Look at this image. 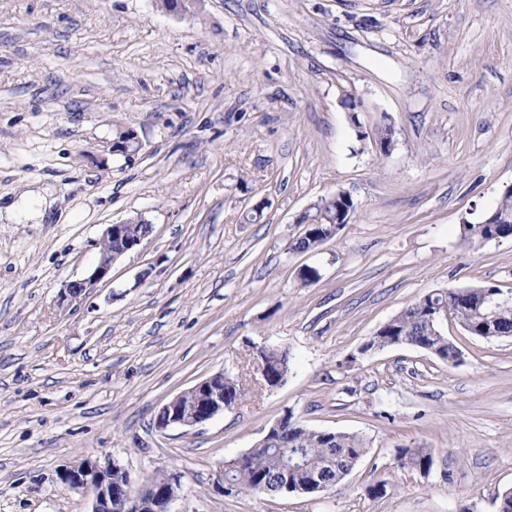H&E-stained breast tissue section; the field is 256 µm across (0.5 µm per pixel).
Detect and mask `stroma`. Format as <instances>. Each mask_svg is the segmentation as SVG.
<instances>
[{
    "label": "stroma",
    "instance_id": "1",
    "mask_svg": "<svg viewBox=\"0 0 512 512\" xmlns=\"http://www.w3.org/2000/svg\"><path fill=\"white\" fill-rule=\"evenodd\" d=\"M120 130L137 152L113 151ZM38 189L52 219L0 218V512H91L59 480L87 457L135 489L176 473L172 512H495L512 488V335L449 323L455 366L359 352L426 294L512 291V238L466 230L512 189V0H0V204ZM339 191L350 223L293 251L297 217ZM136 216L152 234L58 306ZM262 348L290 357L272 391ZM220 371L241 404L156 431ZM288 411L365 457L320 494L215 493ZM400 447L435 449L431 472L394 466Z\"/></svg>",
    "mask_w": 512,
    "mask_h": 512
}]
</instances>
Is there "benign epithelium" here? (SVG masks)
Returning a JSON list of instances; mask_svg holds the SVG:
<instances>
[{"label": "benign epithelium", "mask_w": 512, "mask_h": 512, "mask_svg": "<svg viewBox=\"0 0 512 512\" xmlns=\"http://www.w3.org/2000/svg\"><path fill=\"white\" fill-rule=\"evenodd\" d=\"M145 236L129 235L127 224H109L103 231L98 242L100 259L97 265L84 277L67 282L59 293V303H70L86 292L97 287L98 284L110 279L112 266L123 255L139 247ZM214 377H209L192 387L197 393V403L193 411L182 412L178 406L182 395H177L166 403L162 409L164 419L157 425L161 433L173 428L193 427L205 423L214 416L224 412V390L213 384ZM126 472V469L117 461L112 460L101 464L95 458H86L81 465H70L59 472L60 482L67 488L89 494L92 501L91 512H144L155 503H161V512H171L170 505L179 497L181 488L177 475L163 474V478L150 485L133 491L131 482L116 485L109 480L114 472ZM324 490L323 482L312 479L306 486L285 480L281 492L301 494L304 489Z\"/></svg>", "instance_id": "obj_1"}]
</instances>
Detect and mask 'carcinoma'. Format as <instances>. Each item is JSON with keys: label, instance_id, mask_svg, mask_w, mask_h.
Returning a JSON list of instances; mask_svg holds the SVG:
<instances>
[{"label": "carcinoma", "instance_id": "1", "mask_svg": "<svg viewBox=\"0 0 512 512\" xmlns=\"http://www.w3.org/2000/svg\"><path fill=\"white\" fill-rule=\"evenodd\" d=\"M355 208L352 201H338L325 197L313 204L305 216L304 230L295 240L293 249L305 252L318 247V242L333 238L336 233V211H349ZM496 212V224H472L470 234L480 240L512 237V192L501 199ZM482 287L449 289L422 297L399 315L380 332V343L391 336L419 344L451 350L448 337L436 335L433 323L428 321L426 306L445 302L448 316L471 335L487 337L483 330L485 322L497 318L496 333L493 337L512 335V295L501 294L508 301V308L493 312L478 305ZM267 370L277 377L288 376V353L279 349H269L263 354ZM224 392L227 402L236 405L245 396V388L239 381L224 376ZM367 453L363 439L348 433H336L330 440L323 438L322 431L309 428L287 416L282 422V433L268 439L263 447L249 452L242 463L224 469V481L231 484L239 494L278 493L283 464L298 457L305 467L291 473L290 479L298 484H306L309 476L318 475L330 486H335L348 475ZM435 450L432 448L397 449L395 461L402 468H410L420 473H428L434 464Z\"/></svg>", "mask_w": 512, "mask_h": 512}]
</instances>
